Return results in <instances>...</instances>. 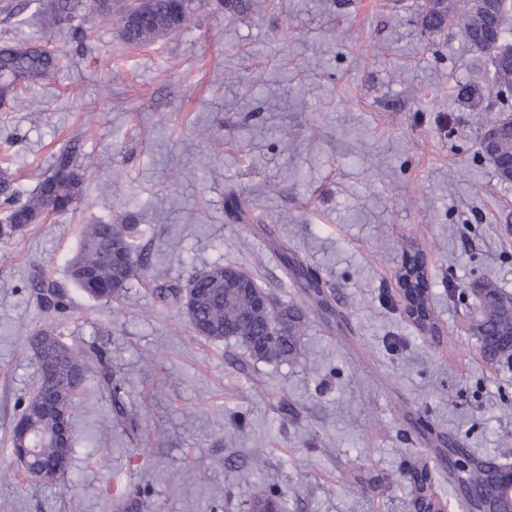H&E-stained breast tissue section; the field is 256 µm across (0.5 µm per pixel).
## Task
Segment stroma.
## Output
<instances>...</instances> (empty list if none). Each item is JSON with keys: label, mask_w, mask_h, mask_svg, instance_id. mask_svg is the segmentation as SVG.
I'll use <instances>...</instances> for the list:
<instances>
[{"label": "stroma", "mask_w": 512, "mask_h": 512, "mask_svg": "<svg viewBox=\"0 0 512 512\" xmlns=\"http://www.w3.org/2000/svg\"><path fill=\"white\" fill-rule=\"evenodd\" d=\"M421 2L195 0L190 27L132 47L119 22L131 0L80 43L48 0H0V47L60 56L0 103V169L22 201L67 149L86 175L71 212L0 240V512H125L131 498L138 512H252L271 493L283 512H414L416 464L464 512L450 448L512 465V361L486 360L468 328L482 284L512 293V182L482 150L512 102L461 27L422 30ZM462 84L483 90L478 108L457 99ZM96 223L142 229L149 267L129 301L92 299L67 275ZM283 246L330 302L306 311L297 360L199 336L158 300L221 263L304 305ZM417 252L435 336L399 292ZM42 281L65 313L44 309ZM44 329L101 345L112 371L87 379L56 481L22 478L11 444L39 378L27 338Z\"/></svg>", "instance_id": "obj_1"}]
</instances>
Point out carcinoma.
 I'll list each match as a JSON object with an SVG mask.
<instances>
[{
  "instance_id": "cac0c4a2",
  "label": "carcinoma",
  "mask_w": 512,
  "mask_h": 512,
  "mask_svg": "<svg viewBox=\"0 0 512 512\" xmlns=\"http://www.w3.org/2000/svg\"><path fill=\"white\" fill-rule=\"evenodd\" d=\"M509 11L507 4L491 8L474 0H424L421 25L434 32L457 23L461 25L469 44L492 56L497 94L512 93V57L498 56L488 38L503 35L504 22ZM190 16V0H145L127 8L121 16V35L131 45L139 46L175 32L186 26ZM58 64L55 53L45 48L17 44L0 48V101L18 98V89L47 76ZM84 173L62 156L54 170L43 178L35 194L24 202L15 198L8 169L0 170V206L4 216L0 219V239L11 238L31 224L38 223L49 213L65 214L73 209L82 194ZM136 224H86L77 249L67 260L70 279L89 297L106 303L126 298L132 280L147 271L143 258L137 253ZM120 250L125 265L112 266V251ZM282 264L299 282L305 299L311 305L327 306L324 283L321 278L299 262L294 256L280 253ZM236 268L213 265L192 276L188 289L196 297L193 319L194 331H202L212 340L234 339L256 359L286 362L296 358L301 345L303 311L293 305L279 304L274 317L284 325L281 332L271 327L272 315L261 310V299L268 296L253 277L241 284L235 277ZM482 308L472 321L471 330L477 336L483 354L491 359L512 358V294L487 283L481 288ZM38 331L29 337L31 349L37 350L41 360H49L61 371L53 376H41L39 386L63 406L73 405L87 376L88 359L96 358L104 376L112 379L103 351L98 347L84 349L56 338L52 349L40 348ZM75 360L85 370L72 376L62 367ZM44 434L55 431L56 421L44 414L32 397L20 414L19 420ZM448 452V483L460 489L468 488L464 495L466 512H480L487 508L499 512L508 507L503 488V474L512 473L511 467L488 464L475 459L461 447ZM415 489L435 499L436 512H444L443 504L435 498L433 479L427 466L416 467L409 473ZM254 512H282L279 499L269 494L253 503Z\"/></svg>"
}]
</instances>
